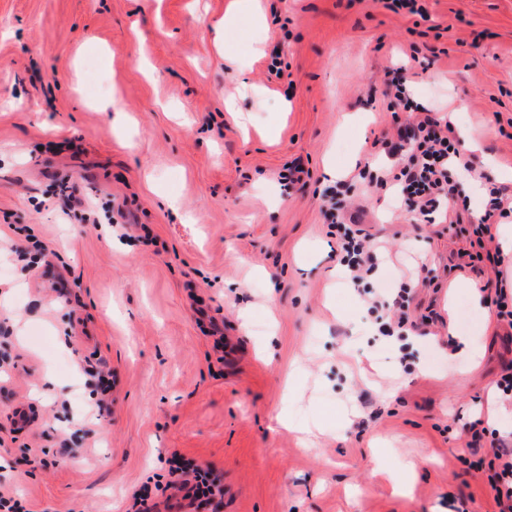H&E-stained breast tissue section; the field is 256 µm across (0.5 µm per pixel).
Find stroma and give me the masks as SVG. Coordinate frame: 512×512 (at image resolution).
Listing matches in <instances>:
<instances>
[{"mask_svg":"<svg viewBox=\"0 0 512 512\" xmlns=\"http://www.w3.org/2000/svg\"><path fill=\"white\" fill-rule=\"evenodd\" d=\"M231 3L0 0V487L28 512H128L140 493L201 512L177 454L221 477V512H498L462 426L512 366L494 305L512 264L358 173L399 165L376 145L410 120L384 92L396 65L465 129L476 172L487 154L512 171V0H423L424 19L261 0L265 24L229 32L227 55L208 26ZM328 164L385 248L359 287L342 285ZM64 179L89 221L58 208ZM403 281L411 315L441 319L380 336L364 291ZM462 338L479 354L453 378ZM88 366L112 379L111 413ZM17 410L36 414L20 431Z\"/></svg>","mask_w":512,"mask_h":512,"instance_id":"1","label":"stroma"}]
</instances>
